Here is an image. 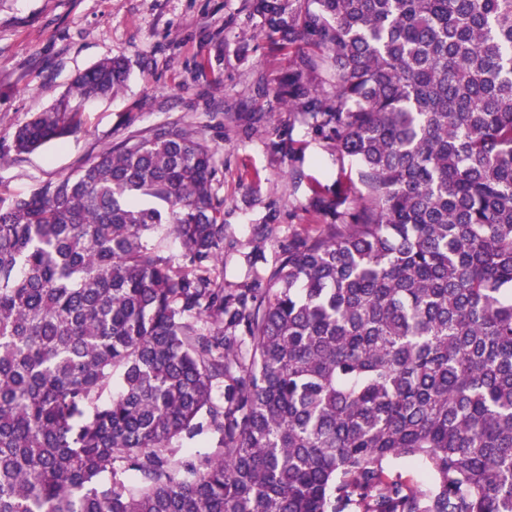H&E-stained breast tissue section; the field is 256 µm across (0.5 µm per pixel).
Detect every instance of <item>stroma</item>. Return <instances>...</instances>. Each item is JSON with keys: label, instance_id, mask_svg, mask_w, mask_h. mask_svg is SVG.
I'll return each mask as SVG.
<instances>
[{"label": "stroma", "instance_id": "1", "mask_svg": "<svg viewBox=\"0 0 512 512\" xmlns=\"http://www.w3.org/2000/svg\"><path fill=\"white\" fill-rule=\"evenodd\" d=\"M298 50L267 38L252 0H0V197L29 195L130 135L197 129L218 153L224 285L266 282L289 243L330 223L313 199L354 171L273 97ZM119 55L130 67L121 91L86 103L63 141L15 153L11 126Z\"/></svg>", "mask_w": 512, "mask_h": 512}]
</instances>
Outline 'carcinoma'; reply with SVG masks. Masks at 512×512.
<instances>
[{
  "instance_id": "1",
  "label": "carcinoma",
  "mask_w": 512,
  "mask_h": 512,
  "mask_svg": "<svg viewBox=\"0 0 512 512\" xmlns=\"http://www.w3.org/2000/svg\"><path fill=\"white\" fill-rule=\"evenodd\" d=\"M253 10L309 48L274 97L355 163L357 212L226 290L200 131L0 197V512H512V0ZM128 76L85 70L16 153ZM206 428L212 451L177 460ZM390 475L401 478L402 481L416 490H424L429 484L427 474L422 466L406 463L405 461L394 464Z\"/></svg>"
}]
</instances>
